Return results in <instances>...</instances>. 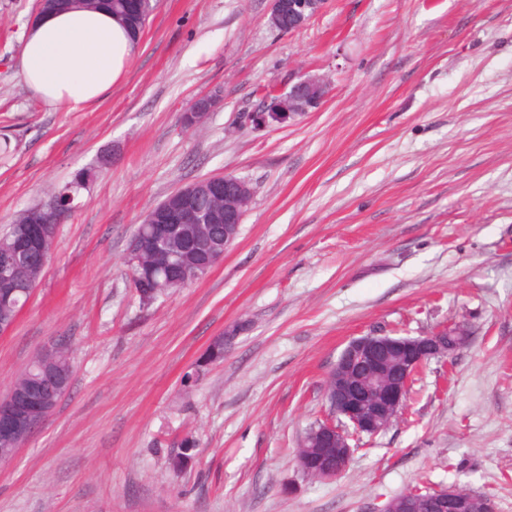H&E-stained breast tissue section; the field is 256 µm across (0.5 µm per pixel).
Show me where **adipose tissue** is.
<instances>
[{"label": "adipose tissue", "instance_id": "adipose-tissue-1", "mask_svg": "<svg viewBox=\"0 0 512 512\" xmlns=\"http://www.w3.org/2000/svg\"><path fill=\"white\" fill-rule=\"evenodd\" d=\"M137 46L108 10L45 13L23 36L21 79L49 106L82 112L120 82Z\"/></svg>", "mask_w": 512, "mask_h": 512}]
</instances>
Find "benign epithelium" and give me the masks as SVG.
Here are the masks:
<instances>
[{
  "label": "benign epithelium",
  "instance_id": "7a95c632",
  "mask_svg": "<svg viewBox=\"0 0 512 512\" xmlns=\"http://www.w3.org/2000/svg\"><path fill=\"white\" fill-rule=\"evenodd\" d=\"M268 23L277 28L280 19H292L286 32L301 30L324 6L325 0H271ZM329 94V84L322 78L303 79L287 91L263 97L261 107L247 114V122L255 127L284 124L319 106ZM219 96L205 94L196 98L184 112L190 128L199 126L215 107ZM211 201L205 211L198 210L196 200ZM252 200L247 182L230 176L207 177L181 186L167 195L158 207L144 218V224H222L224 244L208 242V272L224 260V253L236 241L240 224ZM41 208L54 213L56 223L32 221L23 227L15 249L0 256V294L16 292L7 270L18 265L20 253L33 242L52 251L58 224L67 216L56 199L43 201ZM164 281L181 280L187 269L178 254L167 255L162 266ZM468 327L454 323L421 336H390L369 333L349 341L329 373L327 398L331 418L315 429L308 438L307 450L298 457V468L308 477L334 479L343 473L357 448L355 441L364 436L375 437L387 430L403 409L409 384L415 373L429 360L443 358L463 349L470 340ZM54 390L43 395L39 403V421H44L68 391L71 381L50 374ZM0 419L5 430L29 428L28 414L19 405L0 401ZM432 512H492L491 504L470 491L457 487L429 492Z\"/></svg>",
  "mask_w": 512,
  "mask_h": 512
}]
</instances>
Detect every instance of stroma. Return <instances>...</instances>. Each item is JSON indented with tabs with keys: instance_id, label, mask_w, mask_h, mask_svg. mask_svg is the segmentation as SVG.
Returning a JSON list of instances; mask_svg holds the SVG:
<instances>
[{
	"instance_id": "stroma-1",
	"label": "stroma",
	"mask_w": 512,
	"mask_h": 512,
	"mask_svg": "<svg viewBox=\"0 0 512 512\" xmlns=\"http://www.w3.org/2000/svg\"><path fill=\"white\" fill-rule=\"evenodd\" d=\"M270 4L157 0L123 81L61 112L19 73L36 0H0V225L92 173L0 334V397L45 349L74 366L0 466V512H378L422 484L512 512V0H326L293 33L269 26ZM303 76L330 85L318 108L244 123ZM222 174L253 190L235 244L142 305L138 224ZM454 322L469 345L419 369L402 415L341 476H304L296 453L347 343ZM218 336L223 359L204 363ZM219 96L215 94H205L196 98L189 109L182 115L187 117V124L189 128H196L207 117L209 112L215 107Z\"/></svg>"
}]
</instances>
